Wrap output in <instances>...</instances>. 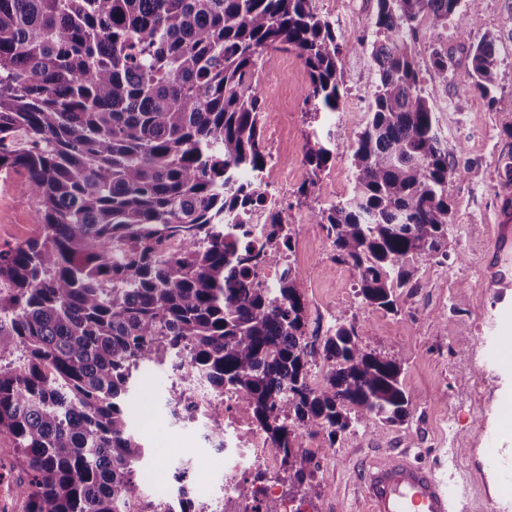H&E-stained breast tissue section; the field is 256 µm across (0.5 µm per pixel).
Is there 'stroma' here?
<instances>
[{
    "label": "stroma",
    "instance_id": "stroma-1",
    "mask_svg": "<svg viewBox=\"0 0 512 512\" xmlns=\"http://www.w3.org/2000/svg\"><path fill=\"white\" fill-rule=\"evenodd\" d=\"M314 6L347 43L374 41L376 0H314ZM486 36L495 43L498 67L496 84L485 98L456 81H440L431 69L436 48L454 51L458 62H465L454 27L434 29L420 20L411 44L435 132L456 174L448 183V255L419 269L411 287L399 290L394 313L361 302L356 277L336 262L325 226L310 219L311 210L353 194L350 147L371 118L379 82L369 51L342 50L339 107L314 120L305 103L307 73L297 55L271 52L259 64L257 90L274 103L262 120L271 156L265 176L269 184L283 187L279 209L291 229V259L299 270L309 331L325 336L337 317H344L365 345L402 362V378L412 396L403 423L373 420L332 443L322 434L309 440V448L322 451L315 474L321 495L305 499L302 512H362L357 481L365 462L400 450L458 485L466 512H512V491L477 481L482 473L512 471V418L506 415L512 407V360L502 358L512 348V335L495 336L489 327L499 316V295L487 275L496 227L512 224V210L503 208L504 199L512 198V185L501 178L512 157V0H481L472 38ZM329 136L336 148L321 175L322 194L304 198L299 188L309 175L305 144ZM37 230V209L21 177L0 182V250L14 248ZM170 383L166 371L153 367L143 372L130 395L131 423L150 447L143 475L149 476L154 494H161L172 488V464L181 459L194 474L222 484L223 451L208 445L201 424L173 418L166 404ZM14 455L11 441L0 436V478L6 491L0 506L5 512H25Z\"/></svg>",
    "mask_w": 512,
    "mask_h": 512
}]
</instances>
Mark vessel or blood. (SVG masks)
Returning a JSON list of instances; mask_svg holds the SVG:
<instances>
[{"label": "vessel or blood", "instance_id": "obj_1", "mask_svg": "<svg viewBox=\"0 0 512 512\" xmlns=\"http://www.w3.org/2000/svg\"><path fill=\"white\" fill-rule=\"evenodd\" d=\"M490 281L501 291L512 289L511 224L498 227ZM359 481L366 512H456L454 487L403 451L369 462Z\"/></svg>", "mask_w": 512, "mask_h": 512}]
</instances>
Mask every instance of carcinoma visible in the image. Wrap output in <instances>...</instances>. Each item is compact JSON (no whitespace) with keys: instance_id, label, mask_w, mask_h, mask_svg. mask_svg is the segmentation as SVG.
I'll list each match as a JSON object with an SVG mask.
<instances>
[{"instance_id":"1","label":"carcinoma","mask_w":512,"mask_h":512,"mask_svg":"<svg viewBox=\"0 0 512 512\" xmlns=\"http://www.w3.org/2000/svg\"><path fill=\"white\" fill-rule=\"evenodd\" d=\"M372 117L350 147L355 192L312 212L362 303L397 311V290L448 256V165L410 48L416 24L457 19L469 37L481 0H376ZM343 42L312 0H0V172L23 179L36 236L0 251V436L26 479V512H206L174 468L177 509L142 495L148 444L128 418L141 367L174 376L166 402L194 420V386L252 411L296 490L320 496L318 452L357 423L404 420L402 365L336 320L309 339L298 271L270 289L252 272L292 250L267 204L262 114L252 85L264 53L292 51L313 111H336ZM443 79L495 86L493 40L467 64L436 50ZM327 142L309 141L299 193L322 194ZM265 207L254 242L240 214ZM326 368L321 384L311 366ZM266 474L235 483L252 512H283Z\"/></svg>"}]
</instances>
